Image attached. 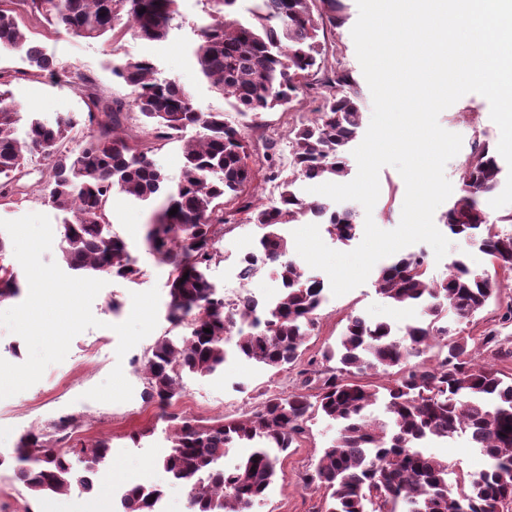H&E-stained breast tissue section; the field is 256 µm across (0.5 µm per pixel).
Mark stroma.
Segmentation results:
<instances>
[{"label":"stroma","mask_w":512,"mask_h":512,"mask_svg":"<svg viewBox=\"0 0 512 512\" xmlns=\"http://www.w3.org/2000/svg\"><path fill=\"white\" fill-rule=\"evenodd\" d=\"M346 20L336 29H326L324 40L328 52L322 71L335 67L348 70L353 77L351 93L357 96L363 122H370L373 103L369 86L356 56L351 29L358 18L356 0H344ZM209 8L207 0H178V16L167 38L146 41L133 31L110 33L96 40L75 38L65 34L54 35L39 25L26 26L31 41L44 47L57 70H78L94 77L103 97L131 100L132 91L112 69L129 59L150 57L162 79H175L193 95L196 105L206 111L220 112L229 125L242 129L252 152L255 183L264 199L278 197L280 188L268 181L262 167L263 142L269 130L281 133L277 164L282 173H289L293 154L287 138L290 128L310 118L327 95L325 87L304 90L287 107H280L256 118L233 109L223 95L216 91L199 73L192 51L199 42L200 19ZM26 63L19 54L0 50V71L10 73L9 86L26 116L54 120L58 114L71 113L82 117L86 110L83 96L75 86L57 82L45 76L36 80L26 76ZM440 125L447 131L460 134L463 142L459 153L446 165L445 174L454 190H461L465 165L477 145L497 148L500 130L490 118V105L485 97L469 93L460 98L439 116ZM46 177L41 159H33L25 178L28 186L26 201L12 207L0 206V219L14 220L29 213L47 215L53 230V244L43 256L44 262H60L62 245V219L60 212L43 203L40 185ZM380 195L372 213H365L358 202H351L357 224L373 218L384 230L398 226L405 197V183L399 172L391 166L379 173ZM154 210L153 204L113 195L108 205V216L113 235L128 246L130 255L141 270L138 279L128 281L103 272L99 278L105 283L92 303V313L100 320L97 328L78 334L71 342L65 360L47 367L42 379L29 389L12 397L0 399V502L12 505L18 512H110L113 490L126 478L162 487L167 512H192L184 486L173 483L160 467L158 460L168 447L169 416L178 414L208 425L224 418H234L255 409L262 394L289 395L301 392L314 394V386L303 383L297 368L279 372L269 371L258 364L236 359L224 370L209 376L184 375L182 392L173 400L169 410H162L145 396L146 381L136 365L137 359L148 354L157 337L182 335V327L167 318L169 302V268L149 252L146 243L147 225ZM224 211L231 221L225 224L215 244L218 256L206 270V276L216 288L235 287L231 265L235 259L255 249L263 234L260 225L247 222L235 211L232 203H225ZM410 252L424 253L428 278H446L453 261L464 259L472 268H490L488 255L478 247L460 240H452L451 248L443 259H436L432 248L425 243L410 245ZM376 274H369L366 282L352 291L336 297L326 294L318 328L303 346V360L321 359L323 351L335 345L346 322L353 314L371 323L386 322L400 326L418 317V310L401 308L385 298L376 285ZM158 288V324L135 345L124 358L115 351L118 336L115 324L125 321L132 307L131 295ZM122 366L126 379L133 387V397L123 403L87 402L83 394L103 382L114 366ZM75 416L82 422L79 442L99 438L111 445L112 478L97 481L92 492L73 488L69 497H32L13 476L8 466L20 438L33 429H48L52 423L66 416ZM336 436L334 422L317 417L308 424L304 437L281 456L278 476L265 499L254 512H323L325 495L317 484L306 483L315 463L325 447ZM430 453L447 460L448 479L481 471L486 459L480 449L474 448L467 436L457 434L431 443Z\"/></svg>","instance_id":"1"}]
</instances>
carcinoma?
Masks as SVG:
<instances>
[{"instance_id":"1","label":"carcinoma","mask_w":512,"mask_h":512,"mask_svg":"<svg viewBox=\"0 0 512 512\" xmlns=\"http://www.w3.org/2000/svg\"><path fill=\"white\" fill-rule=\"evenodd\" d=\"M209 2V19L199 26L196 63L235 109L255 117L293 101L320 68V33L344 23L341 0H258L249 22L234 16L238 0ZM22 12L53 34L64 30L97 39L122 26L142 38L161 40L178 16V0H0V48L21 54L32 77L48 72L59 82L78 79L87 106L86 135L77 148L64 150L78 120L70 114L53 123L31 118L18 135L21 105L0 80V203L26 198L27 161L41 157L47 166L43 202L63 214L62 260L80 273L106 271L133 280L140 270L124 241L110 235L108 202L114 194L160 201L146 241L170 266L168 319L181 324L190 316L192 321L185 334L162 336L151 347L142 366L147 397L166 408L180 395L183 374L206 376L223 368L226 335L239 317L247 326L236 334V356L269 370L296 365L320 319L323 282L306 277L292 261L280 265L282 293L262 318L247 296L235 311H225L224 295L205 270L215 259V237L228 223L226 197L237 202L236 212L267 228L259 245L270 263L288 253V241L276 226L307 215L330 225L342 242L354 238L352 212L332 211L292 189L299 180L346 175V147L362 122L357 98L342 91L349 83L347 72L338 68L324 79L322 85L332 93L309 121L288 132L291 174L278 200L256 206L250 194L255 179L250 144L224 122V113L198 108L176 80H158L146 57L112 69L132 88V102L106 99L90 77L56 74L52 59L21 29ZM130 106L143 125L156 130L153 142L146 144L125 130ZM189 127L197 130L196 137L184 142L175 181L153 155ZM500 172L493 151H474L466 163L463 194L448 209V229L479 243L503 278L474 272L457 260L447 278L434 281L417 255H398L380 270L378 290L398 305L422 307L425 319L405 323L398 337L387 323L347 316L336 347L322 354L327 366L305 379L317 390L313 402L301 394H270L249 416L210 425L178 421L161 465L172 481L190 488L194 512H250L274 482L280 454L303 436L306 422L316 415L339 427L309 476L327 493L325 512H489L490 506L504 512L512 503V368L499 363L512 362V346L494 332L475 338L462 328L512 279V233L498 230L482 207V197L496 187ZM175 207L178 212L169 214ZM5 255L0 238L1 302L19 293L18 274ZM449 312L459 324L453 330L440 325ZM475 339L493 346V360H475L470 348ZM434 340L439 354L430 361L424 355ZM412 357L419 362L409 364ZM368 372L392 379L356 380ZM80 428L75 418L65 417L47 432L22 437L13 470L32 496L66 495L76 485L93 489V477L108 456V440L68 448L51 444L52 435ZM456 433L467 435L489 464L453 488L448 462L423 451V444ZM238 445H250L252 452L234 469L224 470V451ZM72 454L81 456L82 468L73 467ZM161 494L156 487H132L124 512H151L152 497Z\"/></svg>"}]
</instances>
